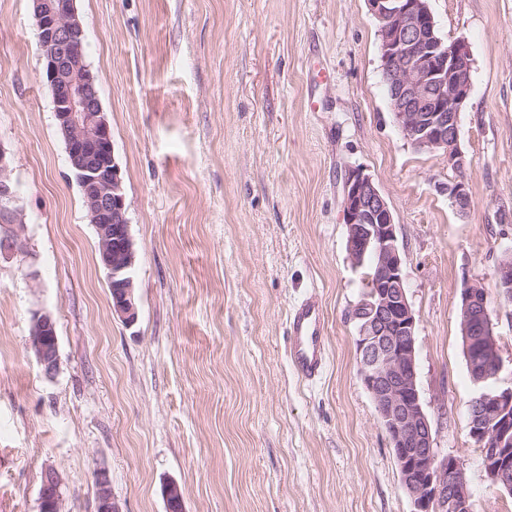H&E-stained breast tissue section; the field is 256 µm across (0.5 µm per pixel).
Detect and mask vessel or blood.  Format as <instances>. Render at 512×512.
Listing matches in <instances>:
<instances>
[{
	"instance_id": "1",
	"label": "vessel or blood",
	"mask_w": 512,
	"mask_h": 512,
	"mask_svg": "<svg viewBox=\"0 0 512 512\" xmlns=\"http://www.w3.org/2000/svg\"><path fill=\"white\" fill-rule=\"evenodd\" d=\"M290 360L304 380L320 377L327 365L323 309L318 299L296 306L289 317Z\"/></svg>"
}]
</instances>
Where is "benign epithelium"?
<instances>
[{"mask_svg":"<svg viewBox=\"0 0 512 512\" xmlns=\"http://www.w3.org/2000/svg\"><path fill=\"white\" fill-rule=\"evenodd\" d=\"M39 48L46 80L53 92L57 122L66 132V150L80 160L75 177L88 192L89 218L99 236L102 262L114 288L112 314L127 325L138 319L133 267L134 243L127 205L112 148V133L95 91V78L84 63L83 26L76 0H33ZM378 21L382 69L388 79L390 110L403 137L417 148L439 151L461 171L466 159L459 148L458 117L471 91L472 58L468 41H443L428 0H367ZM448 197L460 210L470 205L464 180L448 183ZM343 215L347 227V259L355 269L375 258L370 277L372 311L357 326L358 372L385 429L412 512H474L463 474V461L442 456L417 387L414 309L404 286L402 258L392 212L374 180L361 169H349L343 180ZM23 210L13 189L10 157L0 145V257L23 249L19 238ZM498 297L512 302V248L494 269ZM462 335L476 370L470 405V436L497 447L482 449L492 485L512 492V386L497 385L503 369L495 316L478 280L462 289ZM31 347L45 376L60 361L56 321L49 312L32 318ZM97 512H120L105 472L96 477ZM61 481L45 471L39 512H60ZM166 509L182 502L180 486H163Z\"/></svg>","mask_w":512,"mask_h":512,"instance_id":"obj_1","label":"benign epithelium"}]
</instances>
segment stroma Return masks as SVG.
Returning a JSON list of instances; mask_svg holds the SVG:
<instances>
[{
    "mask_svg": "<svg viewBox=\"0 0 512 512\" xmlns=\"http://www.w3.org/2000/svg\"><path fill=\"white\" fill-rule=\"evenodd\" d=\"M464 37L468 167L406 141L389 108L367 0H77L136 249L138 321L112 314L108 272L59 132L33 0H0V145L25 248L0 259V512H411L358 374L364 269L346 252L342 179L359 168L397 225L417 319V384L440 455L464 462L475 512H512L469 434L475 387L461 290L493 288L512 247V0H428ZM465 177L466 211L448 197ZM317 296L323 376L298 378L288 316ZM56 321L46 377L31 319ZM61 481L53 469L44 473L38 503L40 512H60L61 508ZM97 512H121L112 496L110 479L106 472L96 477Z\"/></svg>",
    "mask_w": 512,
    "mask_h": 512,
    "instance_id": "35a3bbf8",
    "label": "stroma"
}]
</instances>
